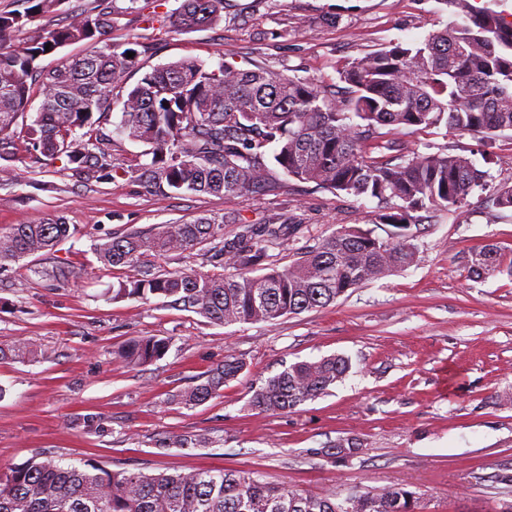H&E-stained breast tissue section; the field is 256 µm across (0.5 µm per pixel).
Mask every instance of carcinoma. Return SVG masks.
Segmentation results:
<instances>
[{
  "instance_id": "obj_1",
  "label": "carcinoma",
  "mask_w": 512,
  "mask_h": 512,
  "mask_svg": "<svg viewBox=\"0 0 512 512\" xmlns=\"http://www.w3.org/2000/svg\"><path fill=\"white\" fill-rule=\"evenodd\" d=\"M61 0H38L32 10L0 13V160L19 151L14 128L30 105L29 80L40 76L38 112L26 126L24 151L48 159L67 158L70 170L89 181L120 173L161 197L180 192L247 198L276 185L277 173L301 182L378 200L380 223L402 230L382 239L371 229L342 227L298 253L278 269L269 249L297 225L247 224L238 214L202 215L190 223L131 229L96 245L106 268L131 275L112 287V300L152 298L229 326L274 323L289 315L326 308L349 290L415 263L417 248L403 233L417 214L451 211L483 186L488 172L441 146L411 151L401 161L373 156L367 142L402 129H447L491 140L512 131V20L478 9L472 0H444L456 20L421 41L391 44L353 58L340 70L341 94L323 82L286 76L266 66L208 67L183 58L157 65L132 87L140 52L114 45L94 50L48 72L38 60L46 51L76 42L95 43L112 28L115 3L71 15L16 50L1 43ZM225 0H182L172 26L192 30L223 18ZM134 53L128 57V53ZM122 97L118 132L148 146V159L119 172L112 165V136L103 121L115 91ZM238 231L224 238V225ZM71 236L61 217L14 224L0 233V270L48 253ZM198 250L224 272H166L148 257ZM473 272L507 273L492 243L474 250ZM261 274L255 275L253 271ZM170 340L135 336L112 352L124 367H144L164 357ZM33 355L15 341L0 345V360ZM246 368L228 354L202 382L172 398L199 406L224 390ZM350 370L345 356L295 362L252 390L248 405L264 414L289 412L316 399ZM358 450L339 441L310 453L346 461ZM0 512H427L408 484L343 495L276 487L236 469L146 474L86 462L78 467L40 453L0 468Z\"/></svg>"
}]
</instances>
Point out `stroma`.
Returning a JSON list of instances; mask_svg holds the SVG:
<instances>
[{
	"instance_id": "obj_1",
	"label": "stroma",
	"mask_w": 512,
	"mask_h": 512,
	"mask_svg": "<svg viewBox=\"0 0 512 512\" xmlns=\"http://www.w3.org/2000/svg\"><path fill=\"white\" fill-rule=\"evenodd\" d=\"M99 45H151L142 71L180 58L215 66L262 64L289 76L339 81L350 59L392 43L423 40L454 16L443 0H227L223 19L190 31L166 28L180 0H153L138 11L128 0ZM96 0H62L6 37L21 49L67 23ZM388 155L448 146L490 172L452 212L423 215L409 229L413 265L362 285L325 309L275 323L217 325L203 316L148 301L111 298L127 269L97 263L95 243L128 229L241 213L255 224L299 223L303 234L274 248L279 266L333 230H373L386 239L378 202L280 177L248 199L183 193L156 196L129 178L83 182L65 160L26 154L0 176V232L14 224L63 217L75 233L48 253L0 272V342L22 339L47 360L0 362V466L36 452L81 464L149 474L233 468L284 488L316 494L410 484L427 512H500L507 496L499 474L512 473V277L476 276L471 252L495 244L512 260V210L492 205L512 180V131L493 143L443 127L388 135ZM63 268L60 282L49 270ZM42 276H35V269ZM134 336L170 338L153 365L130 369L112 360ZM246 369L220 396L186 409L173 395L227 354ZM342 355L347 377L294 411L261 414L248 406L251 387L284 366ZM101 418L107 432L86 430ZM205 434L204 445L192 437ZM187 446H179V439ZM359 450L337 465L317 448L341 440Z\"/></svg>"
}]
</instances>
